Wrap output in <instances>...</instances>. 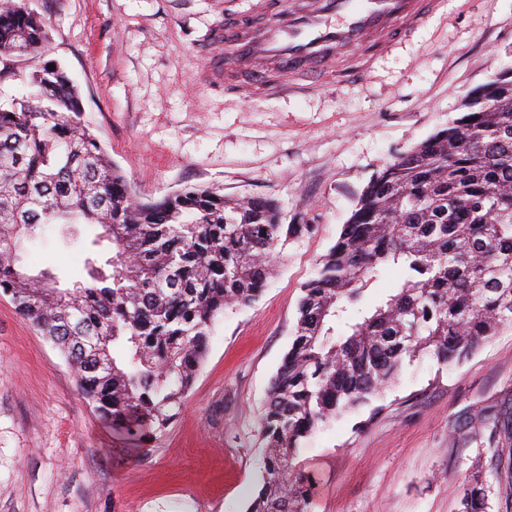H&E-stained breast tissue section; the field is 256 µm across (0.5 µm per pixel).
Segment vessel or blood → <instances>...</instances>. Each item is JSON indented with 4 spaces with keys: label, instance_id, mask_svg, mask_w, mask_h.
Listing matches in <instances>:
<instances>
[{
    "label": "vessel or blood",
    "instance_id": "b4317fda",
    "mask_svg": "<svg viewBox=\"0 0 512 512\" xmlns=\"http://www.w3.org/2000/svg\"><path fill=\"white\" fill-rule=\"evenodd\" d=\"M439 0H287L273 10L254 4L261 24H225L224 84L248 97L297 88L310 68L336 69L337 54L359 47L370 35L416 29Z\"/></svg>",
    "mask_w": 512,
    "mask_h": 512
}]
</instances>
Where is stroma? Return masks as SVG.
Here are the masks:
<instances>
[{
	"instance_id": "stroma-1",
	"label": "stroma",
	"mask_w": 512,
	"mask_h": 512,
	"mask_svg": "<svg viewBox=\"0 0 512 512\" xmlns=\"http://www.w3.org/2000/svg\"><path fill=\"white\" fill-rule=\"evenodd\" d=\"M46 20L82 119L140 199L219 184L272 197L313 230L276 248L277 275L219 316L182 413L137 444L80 394L58 350L0 293V512H247L262 475L257 419L287 353L303 284L372 174L459 117L466 95L512 70V0H444L366 70L247 98L216 64L226 15L248 0H25ZM28 243L62 282L106 260L77 226ZM512 328L462 363H404L394 385L317 430L298 461L319 481L309 512H460L473 473L488 512H512Z\"/></svg>"
}]
</instances>
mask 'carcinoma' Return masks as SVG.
I'll return each mask as SVG.
<instances>
[{
    "label": "carcinoma",
    "mask_w": 512,
    "mask_h": 512,
    "mask_svg": "<svg viewBox=\"0 0 512 512\" xmlns=\"http://www.w3.org/2000/svg\"><path fill=\"white\" fill-rule=\"evenodd\" d=\"M47 43L38 13L0 0V85L19 77V49L30 62L27 91L0 102V290L98 414L146 440L181 413L218 316L255 303L278 244L311 225L283 224L273 199L218 185L138 200L82 123L80 92ZM465 107L371 176L304 284L259 417L262 481L247 512H308L315 481L295 460L316 430L390 387L405 361L458 364L512 325V75L474 89ZM80 224L108 231L111 271L88 257L79 294L36 285L25 243ZM391 268L400 278L384 291ZM460 505L487 512L482 475Z\"/></svg>",
    "instance_id": "cac0c4a2"
}]
</instances>
